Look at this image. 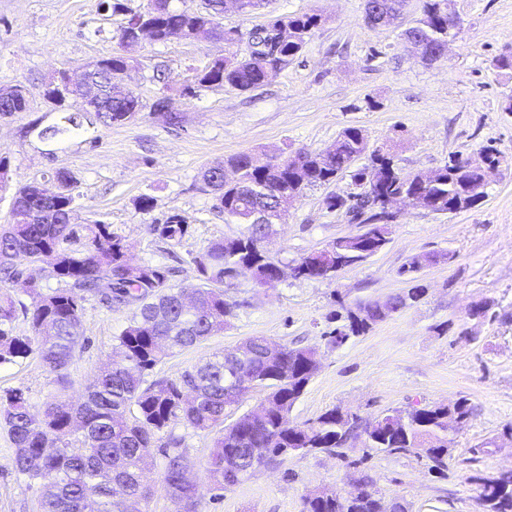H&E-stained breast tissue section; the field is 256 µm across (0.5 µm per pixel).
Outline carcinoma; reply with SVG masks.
I'll return each mask as SVG.
<instances>
[{"label": "carcinoma", "mask_w": 512, "mask_h": 512, "mask_svg": "<svg viewBox=\"0 0 512 512\" xmlns=\"http://www.w3.org/2000/svg\"><path fill=\"white\" fill-rule=\"evenodd\" d=\"M452 0H424L421 14L406 28L403 39L423 45V59L429 63L448 51V13ZM234 4L243 14L253 13L264 0H202L194 11L174 9L170 0H149L143 12L129 13L122 32L147 27L154 42H164L177 34L184 38H220L231 56L217 58L195 75L193 87L230 86L247 91L263 84L270 72L288 66L303 50L322 17L317 13L269 16L251 29L248 36L237 29H224L219 18L225 4ZM406 0H364V15L372 14V27L389 26L403 15ZM247 41V52L234 51ZM133 67V60L120 52L94 64L92 76L101 91V104L93 116L100 125L131 122L141 111L139 97L119 85L121 74ZM28 107L25 88H0V115L12 116ZM63 123L38 132L42 139H55L79 128L78 116L66 113ZM366 149L362 129L345 128L332 146L321 151H300V162L290 169L289 158L264 161L248 153H238L228 164L240 171L242 184L224 181L223 166L204 170L202 179L217 201L224 217L244 225L235 237L210 243L192 258L200 283L190 288L170 283L169 270L158 265H133L121 237L111 226L98 221L76 226L69 213L78 205L74 180L65 171H55L60 184L51 197L39 194L33 184L15 193L9 223L0 225V364L24 360L32 354L67 381V369L80 340L84 302L97 297L109 307L138 305L133 320L115 337L112 362L90 386L78 405L56 396L41 413L31 411L21 389L0 395V424L15 447V469L30 482L40 483L46 492L40 512H144L142 504L149 490L142 482L143 466L151 451L158 448L164 458L163 480L178 512H198L195 485L185 481L190 458L184 437L173 429L181 425L195 432L219 430L205 468L212 498L249 477L263 465L291 454L327 452L345 456L343 448L350 430L362 427L370 448L389 453L420 448L438 472L448 458V415L460 419L472 411L468 400H458L453 408L426 405L406 410L394 409L373 421L361 423L357 416L344 417L331 409L313 422L294 425L288 413L302 396L319 355L305 347L282 345L275 359L266 357L269 338L252 336L240 358L216 353L185 372L179 381H148L149 372L174 350L201 343L224 330L238 303L224 296L239 268L246 266L258 284L273 281L280 263L259 246L268 225L253 223L252 213L260 209L273 214L290 198L305 189L328 185L338 176L350 174L353 184L367 176V167L382 173L381 181L369 194L325 198L330 210L355 212L367 225L366 236L343 238L333 244L334 260L355 267L369 256L384 251L391 242L383 225L375 223L374 207L381 196L402 190L420 194V208L448 214L476 206L483 198L480 174L469 162L456 160L438 169L436 179L423 182L417 175L403 173L388 153L375 151L368 166L355 169L356 157ZM152 231L164 243H180L189 225L177 214L170 215ZM426 259L411 258L400 270L411 287L387 300L396 313L419 301L425 288L417 273ZM39 269L45 277L62 284L44 289L29 280L26 293L30 303L15 299L7 285L29 270ZM293 276L304 279H331L336 265H325L314 254L292 266ZM30 323L32 335L13 333L17 312ZM387 311V312H389ZM387 312L371 302L345 313L334 312L331 320L344 321L340 335L361 336L387 318ZM269 390L266 412L255 417L240 416L224 426L228 409L240 404L253 389L252 383ZM136 412L127 415L130 407ZM488 512H512V473L487 477L480 482ZM303 512H387L376 492L361 483L347 497L332 489H318L304 500Z\"/></svg>", "instance_id": "carcinoma-1"}]
</instances>
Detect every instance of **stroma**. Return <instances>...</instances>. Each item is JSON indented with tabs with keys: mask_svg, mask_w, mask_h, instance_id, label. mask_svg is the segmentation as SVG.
<instances>
[{
	"mask_svg": "<svg viewBox=\"0 0 512 512\" xmlns=\"http://www.w3.org/2000/svg\"><path fill=\"white\" fill-rule=\"evenodd\" d=\"M121 2L124 11L115 13L108 0H0V87L23 85L29 100L27 111L0 118V155L9 159L12 177L0 189V224L8 222L20 186L53 187L52 175L61 169L73 177L80 195L74 223L111 225L132 264L174 268L172 284L189 287L199 281L193 256L241 230L226 223L201 181L205 168L232 155L285 157L321 150L355 126L366 135L370 152H390L406 173L439 169L456 156L475 159L486 148L500 159L473 208L435 214L397 201L387 249L334 278L286 275L259 286L241 272L224 289L237 308L223 332L175 351L153 371L157 378L180 379L198 362L251 336L312 346L321 363L289 412L292 423L314 421L334 408L370 421L389 409L451 405L465 398L473 411L449 434L447 468L432 471L419 450L366 448L357 430L345 457L291 455L257 469L215 500L205 483L213 436L189 431L187 477L199 487L200 512H302L316 488L344 496L362 479L384 504L401 505L403 512H485L478 478L512 470V441L505 437L512 430V113L504 109L512 98V70L496 65L501 54L512 51V0H453L460 27L446 57L431 64L401 39L403 28L420 15L422 0H408L400 24L380 29L366 26L364 0H270L249 15L231 8L221 26L244 33L271 14L315 12L322 24L302 54L261 87L242 92L213 86L192 95L184 86L223 56V41L173 37L121 46L125 10H144L148 0ZM118 51L138 62L124 78L143 104L135 121L86 124L50 142L31 133L33 124L44 127L61 117L45 96L53 72ZM162 97L180 114L179 125L165 124L155 112ZM353 190L346 175L331 186L306 189L267 251L288 267L336 237L362 232L350 214L324 203L329 192ZM144 195L154 199L148 213L137 206ZM172 214L189 225L177 245L159 241L152 231ZM426 255L431 261L420 272L426 289L420 301L365 335L330 344L332 312L400 293L408 286L400 268ZM476 305L484 306V315L471 316ZM136 312L133 305L111 309L85 301L82 338L66 386L33 355L0 364V391L22 389L35 412L59 394L82 402L110 361L114 337ZM14 455L0 428V512H38L45 489L16 472Z\"/></svg>",
	"mask_w": 512,
	"mask_h": 512,
	"instance_id": "obj_1",
	"label": "stroma"
}]
</instances>
